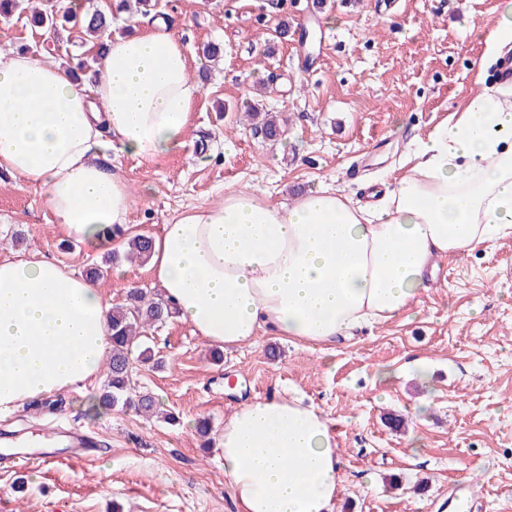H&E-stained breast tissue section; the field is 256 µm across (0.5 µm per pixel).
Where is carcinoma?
<instances>
[{"label":"carcinoma","instance_id":"obj_1","mask_svg":"<svg viewBox=\"0 0 512 512\" xmlns=\"http://www.w3.org/2000/svg\"><path fill=\"white\" fill-rule=\"evenodd\" d=\"M31 21L36 28L63 27L71 22H80L92 37L97 51L104 49L103 35L112 27V19L101 10H95L79 17L65 11L59 12L47 2L32 10ZM262 131L268 140H276L284 133L277 117L265 115ZM153 238L145 234H136L126 243L123 255L115 253L108 256V262L119 258L128 261L145 262L149 259ZM175 314L172 303L159 294L152 297L147 292L133 288L129 291L126 303L112 308L109 316L112 331V355L107 359L105 374L107 380L99 396L98 405L106 409L121 408L132 410L139 415L155 413L156 404L152 395L144 393L133 381L134 364L138 361L149 362L155 353L149 342L148 332L165 323Z\"/></svg>","mask_w":512,"mask_h":512}]
</instances>
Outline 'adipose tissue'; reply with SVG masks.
Returning <instances> with one entry per match:
<instances>
[{
    "label": "adipose tissue",
    "mask_w": 512,
    "mask_h": 512,
    "mask_svg": "<svg viewBox=\"0 0 512 512\" xmlns=\"http://www.w3.org/2000/svg\"><path fill=\"white\" fill-rule=\"evenodd\" d=\"M95 82L59 60L0 54V170L36 183L63 234L89 247L133 200L102 159L183 146L199 92L176 36L133 25L106 37ZM512 232V103L483 94L418 140L372 204L318 188L271 204L225 190L154 241L149 269L179 318L222 349L266 331L309 345L384 321L411 303L441 257ZM95 283L57 261H0V412L94 383L112 345ZM219 446L238 512H334L341 456L330 420L293 395L244 403Z\"/></svg>",
    "instance_id": "adipose-tissue-1"
}]
</instances>
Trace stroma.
<instances>
[{"mask_svg": "<svg viewBox=\"0 0 512 512\" xmlns=\"http://www.w3.org/2000/svg\"><path fill=\"white\" fill-rule=\"evenodd\" d=\"M512 0H158L201 85L184 148L144 160L112 149L133 205L129 233L164 224L225 189L276 203L330 186L365 202L393 183L440 123L455 122L486 88L488 49ZM287 22V35L277 26ZM221 45L208 62L204 44ZM0 50L92 59L78 29L49 33L15 13ZM287 129L273 143L247 105ZM40 188L0 171V260L36 252L75 273L116 243L66 246ZM412 305L353 339L304 347L271 332L215 353L171 318L154 332L163 367L136 369L170 421L91 406L103 381L0 415V448L28 434L79 429L99 442L80 459L0 467V512H238L218 441L243 401L290 393L336 430L342 491L334 512H512V233L443 259ZM156 292L147 265L99 287L113 305L129 287ZM210 431L200 436L197 425Z\"/></svg>", "mask_w": 512, "mask_h": 512, "instance_id": "stroma-1", "label": "stroma"}]
</instances>
